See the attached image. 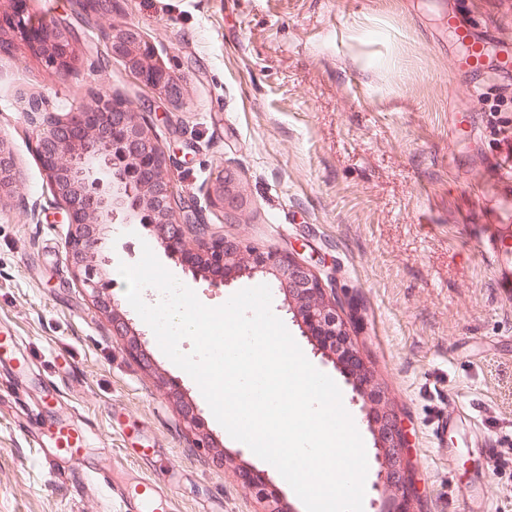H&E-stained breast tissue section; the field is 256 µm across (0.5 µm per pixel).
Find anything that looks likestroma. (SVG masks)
<instances>
[{
  "label": "stroma",
  "mask_w": 512,
  "mask_h": 512,
  "mask_svg": "<svg viewBox=\"0 0 512 512\" xmlns=\"http://www.w3.org/2000/svg\"><path fill=\"white\" fill-rule=\"evenodd\" d=\"M29 12L68 23L76 38L65 71L20 38L0 49V147L18 175L0 194V331L21 338L25 358L21 370L0 363V512H125L90 490L87 468L110 470L122 488L152 479L178 512H264L236 481L241 465L268 471L292 512H305L276 468L216 421L129 304L126 283L108 273V295L205 422L212 445L194 447L175 401L126 353L65 260L67 214L24 101L63 114L106 90L150 116L177 198L194 200L212 232L296 249L357 304L352 331L411 441L414 512H465L461 491L477 485L488 512H512V300L469 242L472 225L496 221L494 163L512 156V77L472 91L448 25L454 12L512 44V0H116L104 17L83 0H30ZM131 24L181 86L178 101L108 51V34ZM226 169L242 190L232 213L215 195ZM146 245L210 307L266 281L239 274L209 287L138 224L116 230L105 254L133 264ZM283 303L273 292L274 314L339 385L376 471L360 404ZM453 410L461 422L438 434ZM58 420L87 429L83 470L36 444L33 429Z\"/></svg>",
  "instance_id": "obj_1"
}]
</instances>
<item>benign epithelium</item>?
Listing matches in <instances>:
<instances>
[{
	"label": "benign epithelium",
	"mask_w": 512,
	"mask_h": 512,
	"mask_svg": "<svg viewBox=\"0 0 512 512\" xmlns=\"http://www.w3.org/2000/svg\"><path fill=\"white\" fill-rule=\"evenodd\" d=\"M11 17L0 16V33L16 32L28 47L60 70L72 60V35L62 22L35 20L27 0H12ZM112 55L125 60L137 78L150 87L164 88L168 97L181 95L179 86L163 67L153 62L155 49L132 25L112 31ZM27 118L34 124L36 152L51 190L68 217L65 259L91 289L97 308L111 316L112 334L125 340V350L143 370L155 374L160 387L178 401L179 410L199 448L210 447L204 421L197 409L180 400L179 386L157 373L141 334L130 329L119 304L100 291L94 277L107 270L96 265L118 224H140L153 232L164 250L177 257L192 274L206 276L209 286L220 288L231 273H262L273 277L285 296L288 312L315 353L333 364L362 399L379 463L376 490L382 500L376 512H413L415 497L409 459L410 442L399 410L387 388L363 356L350 329L356 315L344 318L335 290H327L299 252L266 250L237 237L210 236L198 212L177 213L166 177V156L154 138L151 123L130 104L111 93L99 96L92 110L74 109L62 116L40 111L29 102ZM16 184L10 155L0 149V193ZM223 203L241 206L237 179L224 171L219 180ZM240 484L259 494L265 512H289L264 470L237 468Z\"/></svg>",
	"instance_id": "1"
}]
</instances>
